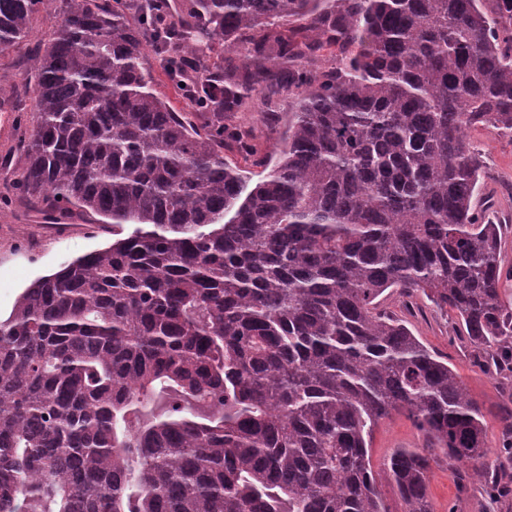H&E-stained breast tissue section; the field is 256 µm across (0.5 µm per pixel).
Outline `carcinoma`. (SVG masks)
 <instances>
[{
    "label": "carcinoma",
    "instance_id": "1",
    "mask_svg": "<svg viewBox=\"0 0 512 512\" xmlns=\"http://www.w3.org/2000/svg\"><path fill=\"white\" fill-rule=\"evenodd\" d=\"M42 3L0 0V52ZM63 3L24 77L21 192L48 224L132 231L0 320V512H388L369 448L400 412L428 439L384 462L405 512H433L442 457L501 497L512 441L488 461L480 405L379 297L422 293L512 370L503 225L466 136L512 134V0H185L178 24ZM148 49L195 111L153 88ZM284 86L280 159L246 194L224 148L256 151L224 113Z\"/></svg>",
    "mask_w": 512,
    "mask_h": 512
}]
</instances>
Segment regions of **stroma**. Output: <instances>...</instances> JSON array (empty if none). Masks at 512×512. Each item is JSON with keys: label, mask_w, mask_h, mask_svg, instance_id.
<instances>
[{"label": "stroma", "mask_w": 512, "mask_h": 512, "mask_svg": "<svg viewBox=\"0 0 512 512\" xmlns=\"http://www.w3.org/2000/svg\"><path fill=\"white\" fill-rule=\"evenodd\" d=\"M60 0H45L32 20L28 40L0 54V318H7L18 297L34 280L54 273L94 250L106 248L124 237L127 227L109 224H40L20 201L17 184L20 166L12 152L16 138L32 130L37 114L23 76L30 50L48 40L60 18ZM291 91L270 98L255 96L233 116L248 128L259 153L275 155L283 130L271 121L270 112L290 111ZM484 162L485 178L479 197L506 221L503 264L509 272L503 286L512 289V136L476 127L468 132ZM382 309L405 320L413 333L455 369L471 396L482 406L487 432L486 446L497 452L502 445L501 426L506 412L512 411V373L499 371L487 358L478 355L451 316L437 310L425 296L404 301L395 292L384 293ZM427 438L404 414L380 421L369 449L377 485L389 512H403L404 504L390 479L384 462L396 448H421ZM429 495L433 512H512V492L489 502L479 485L466 471L449 468L447 461L432 463Z\"/></svg>", "instance_id": "obj_1"}]
</instances>
